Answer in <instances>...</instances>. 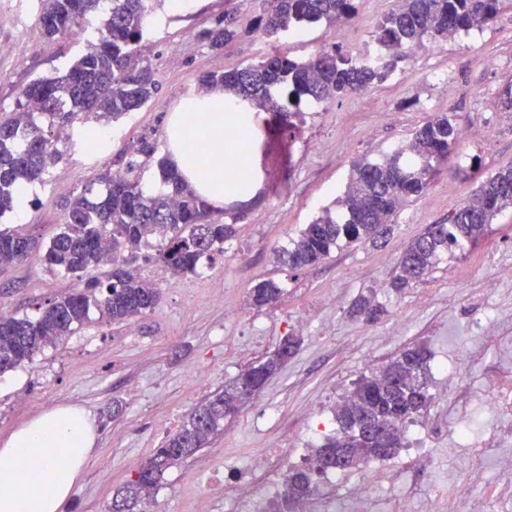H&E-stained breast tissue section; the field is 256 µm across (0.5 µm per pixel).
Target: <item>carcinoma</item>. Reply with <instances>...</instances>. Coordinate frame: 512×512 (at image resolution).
Masks as SVG:
<instances>
[{
	"instance_id": "carcinoma-1",
	"label": "carcinoma",
	"mask_w": 512,
	"mask_h": 512,
	"mask_svg": "<svg viewBox=\"0 0 512 512\" xmlns=\"http://www.w3.org/2000/svg\"><path fill=\"white\" fill-rule=\"evenodd\" d=\"M43 38L53 42L83 29L89 17L103 15L96 37L62 76L36 78L23 87L11 112L0 113V217L12 212L21 188L42 184L61 158L53 128L83 125L82 142L95 139L98 128L117 122L141 108L157 93L152 67L141 57L144 19L162 0H40ZM255 30L265 37L282 36L317 23L338 27L354 18L356 0H263ZM503 0H397L375 26L378 59L366 65L335 47L306 60L284 50L242 68L211 72L200 90L222 89L259 112H271L292 130L307 109L327 104L387 81L405 49L441 42L450 34L479 29L498 15ZM219 49L238 37L232 18H224L196 34ZM460 130L446 113L422 123L390 152L357 163L334 204L321 213L289 245L275 251L279 265L291 271L315 265L331 252L354 244L376 243L413 196L430 186L442 166L458 152ZM159 143L143 135L133 145V158L122 171L106 169L94 186L72 194L58 229L38 250L35 239L11 226H0V267L24 262L39 252L53 276H88L85 286L39 307L36 316H0V374L31 363L79 331L90 311L112 323H127L155 307L160 291L143 278L135 263L145 247L173 274L195 273L224 254L234 225L213 218V208L184 185L164 157ZM157 160L167 190L146 189L141 167ZM512 207V166H504L479 182L473 194L448 218L432 224L413 239L394 266L390 287L400 293L427 277L435 266L453 257L464 243L477 244L503 209ZM112 272L102 280L91 272ZM283 293L272 279L261 280L250 292L256 308L270 306ZM352 312L373 320L379 305L358 298ZM300 345L288 337V351L270 355L212 393L168 434L147 459L136 479L117 497L123 512H144L149 493L165 472L192 457L224 427V418L249 401L241 390L247 380L261 389L294 356ZM428 356L421 347L407 349L379 372L363 376L336 408V435L314 448L306 463L288 469L272 512H295L313 491V476L344 471L352 462L394 457L405 446L406 424L430 407Z\"/></svg>"
}]
</instances>
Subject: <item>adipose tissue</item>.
I'll use <instances>...</instances> for the list:
<instances>
[{"label":"adipose tissue","mask_w":512,"mask_h":512,"mask_svg":"<svg viewBox=\"0 0 512 512\" xmlns=\"http://www.w3.org/2000/svg\"><path fill=\"white\" fill-rule=\"evenodd\" d=\"M223 92L199 93L170 113L165 134L168 159L196 194L212 205L224 202L225 183L249 198L252 170L245 134L260 123L253 111L238 116ZM86 414L74 407L44 410L0 440V463L11 475L0 484V512H64L95 444Z\"/></svg>","instance_id":"ef3b65f1"}]
</instances>
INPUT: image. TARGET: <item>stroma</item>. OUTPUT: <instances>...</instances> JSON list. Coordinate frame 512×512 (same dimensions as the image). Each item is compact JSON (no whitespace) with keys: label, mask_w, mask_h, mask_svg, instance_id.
Masks as SVG:
<instances>
[{"label":"stroma","mask_w":512,"mask_h":512,"mask_svg":"<svg viewBox=\"0 0 512 512\" xmlns=\"http://www.w3.org/2000/svg\"><path fill=\"white\" fill-rule=\"evenodd\" d=\"M392 0H357V14L341 39L318 24L273 43L255 32L260 0H188L180 9L155 10L141 42L159 85L157 94L118 125L106 129L104 147L81 143L77 127L58 135L62 178L33 186L21 206L1 221L48 241L62 218V200L81 191L93 173L122 169L142 135L159 139L167 152V115L198 93L206 73L259 61L274 47L305 59L339 47L356 54L374 47L375 24ZM38 0H0V113L15 108L22 88L52 77L82 51L100 17L61 42H48L38 25ZM233 15L238 37L214 51L196 38L200 29ZM512 84V4L482 29L452 40L425 43L398 63L385 83L309 109L296 130L272 115L252 138L259 189L249 199L227 196L236 235L224 253L198 273L171 276L143 249L137 264L160 290L151 310L129 324H108L98 313L75 335L45 349L34 362L0 375V438L42 411L63 405L84 410L97 430L96 444L77 483L68 512H106L117 491L167 434L211 392L273 352L285 337L300 339L297 353L224 429L185 463L168 470L153 497L154 512H253L241 500L215 490L201 502L196 478L221 466L225 486L245 480L262 448L288 447L292 438L321 425L336 427L333 411L360 376L378 371L403 349L430 354L431 406L413 423L408 439L428 441L426 456L401 450L394 458L316 476L304 512H351L356 485L372 470L373 512L412 495L417 503L444 497L462 506L485 500L500 485L512 446L492 448L484 434L494 422L485 390L495 374L510 370L496 345L476 336L474 319L494 321L512 342V291L494 285L496 263L512 258V208L503 210L477 245L445 259L422 282L394 292L390 272L408 243L428 225L447 223L481 179L512 164V111L500 93ZM445 112L458 127H475L479 143H461L455 163L443 166L430 187L399 213L385 244L355 245L298 271L276 263L274 252L331 205L354 165L390 151L429 115ZM282 282L286 292L271 306L250 307L247 297L262 279ZM76 277H53L38 258L0 269V304L36 314L50 298L82 287ZM367 296L383 307L376 321L350 316ZM457 385H449L447 370ZM195 383H188V374ZM471 395L470 440L457 437L451 408L460 392Z\"/></svg>","instance_id":"stroma-1"}]
</instances>
